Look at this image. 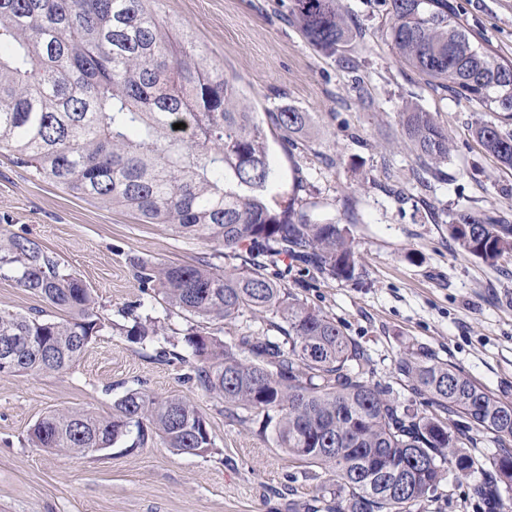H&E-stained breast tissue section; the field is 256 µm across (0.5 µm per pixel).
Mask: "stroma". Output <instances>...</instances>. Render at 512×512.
I'll use <instances>...</instances> for the list:
<instances>
[{
	"label": "stroma",
	"mask_w": 512,
	"mask_h": 512,
	"mask_svg": "<svg viewBox=\"0 0 512 512\" xmlns=\"http://www.w3.org/2000/svg\"><path fill=\"white\" fill-rule=\"evenodd\" d=\"M342 2L365 36L333 54L289 23L286 0H156L154 9L192 35L207 64L238 81L268 136L275 194L315 220L346 226L355 239L359 283L292 271L289 289L368 350L381 382L398 385V360L423 352L512 402V253L485 263L458 252L448 231L463 208L512 225V169L473 138L479 106L397 60L382 0ZM453 2L468 27L512 59V0ZM408 104L433 113L452 137L440 175L425 187L398 124ZM288 108L307 113L309 129L287 142L272 115ZM1 227L38 240L83 279L105 325L67 371L0 375V512H324L315 481L272 433L230 418L222 400L185 382L190 323L136 278L138 260L205 258L232 267L222 247L33 177L7 152L0 153ZM132 305L166 327L178 360L126 336ZM135 389L193 402L208 423L209 451L177 454L157 437L137 448L129 436L81 458L32 446L40 418L68 409L108 417ZM419 512L476 508L469 485L452 479Z\"/></svg>",
	"instance_id": "1"
}]
</instances>
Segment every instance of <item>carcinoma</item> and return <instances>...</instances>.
Instances as JSON below:
<instances>
[{
    "label": "carcinoma",
    "mask_w": 512,
    "mask_h": 512,
    "mask_svg": "<svg viewBox=\"0 0 512 512\" xmlns=\"http://www.w3.org/2000/svg\"><path fill=\"white\" fill-rule=\"evenodd\" d=\"M155 0H0V151L39 178L104 206L121 207L149 224L201 235L240 264L221 271L196 265L137 264L142 288L194 317L231 322L271 312L260 336L226 344L208 332L184 337L193 356L187 380L224 401V410L261 415L288 456L330 475L320 491L327 512H415L453 472L472 480L487 512H512L501 496L502 464L512 465V403L474 384L439 357L400 359L412 394L374 380L368 351L336 321L280 284L269 268L291 258L333 279L362 276L354 238L334 221L315 222L295 200L272 196L275 172L267 134L224 69L209 66L193 39L151 8ZM386 37L400 61L427 83L497 114L478 117L472 132L483 149L512 169V60L463 23L451 0H382ZM289 17L329 53L363 33L341 0H291ZM417 151L418 182L448 160V131L407 105L398 113ZM275 125L303 130L308 115L285 109ZM176 123L183 124L179 129ZM463 254L493 263L512 252V226L477 212L448 225ZM65 313L24 315L0 308V341L26 336L0 374L63 372L104 326L92 291L37 240L0 230V271ZM127 335H160L156 321L129 311ZM462 415L492 435L499 452L485 458ZM152 428L179 454L213 442L198 408L182 396L159 399L131 390L112 416L57 411L31 429L30 441L50 453L87 456Z\"/></svg>",
    "instance_id": "1"
}]
</instances>
